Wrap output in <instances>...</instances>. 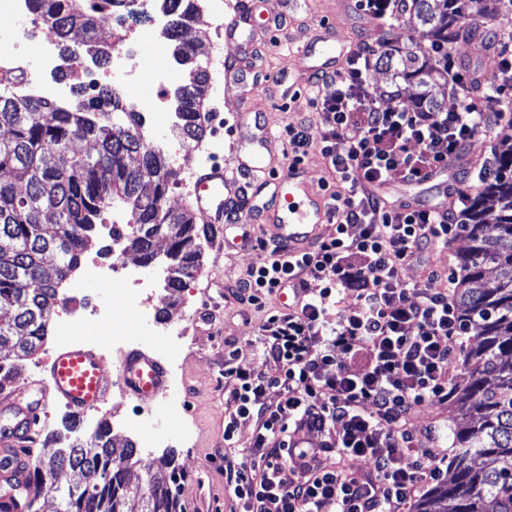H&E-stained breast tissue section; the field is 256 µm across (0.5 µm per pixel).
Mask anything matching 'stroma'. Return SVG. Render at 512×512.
I'll return each instance as SVG.
<instances>
[{"mask_svg": "<svg viewBox=\"0 0 512 512\" xmlns=\"http://www.w3.org/2000/svg\"><path fill=\"white\" fill-rule=\"evenodd\" d=\"M255 11L260 17L273 13L274 18L268 29L257 30L258 49L249 59L244 77L236 80L218 73L213 76L212 92L219 103L207 121L210 157L223 163L230 176L235 174L239 162L246 159L248 136L265 131L271 134L263 151L270 168L284 174L297 164L288 145L287 130L302 121L318 126L319 116L309 104L310 83L301 75L294 49L314 38L320 26H335L337 37L351 46L364 39L400 46L411 40L425 47L430 44L426 31L413 17L402 16L389 29L372 27L366 25L357 6L338 12L336 0H272L268 5L260 0ZM502 47L497 28L489 25L476 32L471 41L450 44L449 49L477 76L494 68ZM266 73L277 75V82H264L262 76ZM240 114L245 117L241 127L236 124ZM489 154V142L476 138L473 147L467 148L463 164L449 172L445 180L429 179L410 186L390 181L378 186L377 192L390 208L416 199L425 206L441 202L446 184L471 182L476 167ZM197 229L202 233L201 271L189 279L176 307H169L168 294L161 289L151 309L155 315L168 310L166 322L170 325L183 323L190 313H197V327L174 352L164 337L145 339L146 352L172 357L182 404L165 399L141 406L128 399L120 405L104 407L99 418L109 423L111 438L120 447L144 437L162 436L160 447L140 450L139 462L131 470L132 478L149 474L164 484L176 468L184 476V512H238L233 493L224 481V460L240 459L243 449L252 443L255 424L241 422L234 446L225 448L224 413L236 383L224 374V343L234 341L241 365H259L254 339L267 317L280 311L281 306L272 299L258 310L235 295V288L246 278L249 268L266 259L259 248L242 244L239 228L201 223ZM118 258L133 263L141 278L157 280V265L134 262L129 250L115 256L110 236L99 229L92 236L83 270L73 277L72 283L88 305L109 308L113 319L125 324L137 317L131 301L89 272L93 264H109ZM51 409V421L35 442V450L64 448L75 437L93 432L88 419H74L63 402L52 401ZM169 456L175 459L171 468L162 464Z\"/></svg>", "mask_w": 512, "mask_h": 512, "instance_id": "1", "label": "stroma"}]
</instances>
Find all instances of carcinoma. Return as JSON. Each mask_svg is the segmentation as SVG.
Wrapping results in <instances>:
<instances>
[{"instance_id":"obj_1","label":"carcinoma","mask_w":512,"mask_h":512,"mask_svg":"<svg viewBox=\"0 0 512 512\" xmlns=\"http://www.w3.org/2000/svg\"><path fill=\"white\" fill-rule=\"evenodd\" d=\"M171 25L165 35L188 81L173 94L176 136L203 133L199 112L206 88L208 55L203 41H187L186 28L198 11L194 0H161ZM63 42L79 41L101 64L111 47L96 38L97 15L83 0H34ZM410 14L435 36L434 48L468 37L464 15L508 20L504 0H411ZM376 66L394 84L414 82L421 112H437L433 92L441 73L429 55L406 48L382 50ZM0 389L19 375V361L38 352L57 308L68 298L61 286L81 265L95 226L116 201L131 214L125 248L143 264L158 260L155 241L167 242L164 290L170 296L199 268L201 249L191 216L166 206L173 175L163 152L150 146L140 113L128 110L105 86L78 98L68 110H51L39 100L0 96ZM497 177L486 182L465 211L458 253L461 276L456 303L476 341L463 352L466 382L452 386L469 422L452 431L448 477L415 505V512H512V141L495 160ZM56 256L53 272L46 254ZM107 423L49 457L37 456L30 504L47 489V479L67 472L56 490L57 512H127L137 498L141 512H182L177 477L160 485L150 478L131 484L136 446L114 448Z\"/></svg>"}]
</instances>
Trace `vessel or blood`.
Here are the masks:
<instances>
[{
    "label": "vessel or blood",
    "instance_id": "obj_1",
    "mask_svg": "<svg viewBox=\"0 0 512 512\" xmlns=\"http://www.w3.org/2000/svg\"><path fill=\"white\" fill-rule=\"evenodd\" d=\"M252 14L251 0H243L236 13L217 26V38L233 41L249 37ZM351 52L350 45L337 39L335 29L325 25L313 41L299 45L295 55L305 73L325 75L329 72L325 59L343 62ZM271 183L270 196L258 214L273 238L287 244L293 254L313 241L327 223V197L308 191L297 170ZM228 184L223 165H197L189 195L196 212L207 223H223L224 189ZM117 382L126 393L149 401L164 397L168 388L164 366L142 351L125 356ZM109 391L99 356L89 342L82 341L51 359L47 380L21 386L10 397L1 399L0 412L10 415L11 422L0 428V484L12 485L16 490L28 486L30 466L21 447L41 432V412L48 399L65 402L78 418L103 403Z\"/></svg>",
    "mask_w": 512,
    "mask_h": 512
}]
</instances>
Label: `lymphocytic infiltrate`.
<instances>
[{"label":"lymphocytic infiltrate","mask_w":512,"mask_h":512,"mask_svg":"<svg viewBox=\"0 0 512 512\" xmlns=\"http://www.w3.org/2000/svg\"><path fill=\"white\" fill-rule=\"evenodd\" d=\"M377 52L376 43H361L312 91L319 130L304 123L288 130L296 159L318 148L336 175L328 196L334 231L294 258L281 242H261L267 257L244 281L250 304L264 305L284 289L291 302L260 328V366L239 365L235 349L225 352L224 373L236 382L225 443L240 422L257 423L251 448L224 462L242 512H400L443 477L444 456L411 417L448 400L465 334L454 298L459 274L433 268L411 286L400 272L458 239L468 193L452 185L447 204L391 210L369 188L394 177L417 181L461 159L474 138H492L512 97V54H500L486 91L449 60L457 108L419 112L378 106L370 82ZM352 226L357 234H349ZM312 280L318 290H310ZM345 296L352 306L341 307ZM350 360L360 362L359 372L346 369ZM272 388L280 393L275 403L267 400ZM303 429L324 434V444L294 441L292 431ZM328 454L334 465L324 464ZM358 458L370 462V472L351 468ZM402 458L407 466H399Z\"/></svg>","instance_id":"lymphocytic-infiltrate-1"}]
</instances>
